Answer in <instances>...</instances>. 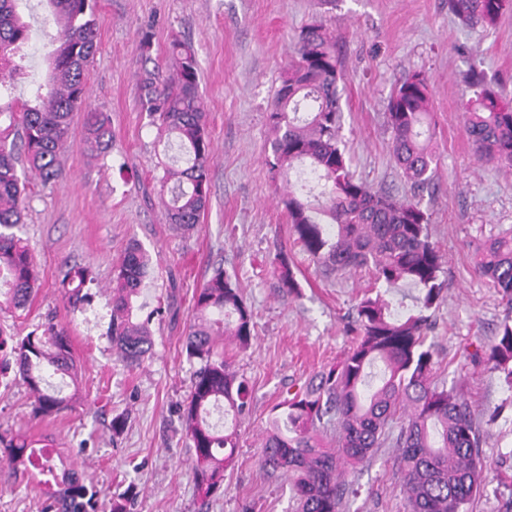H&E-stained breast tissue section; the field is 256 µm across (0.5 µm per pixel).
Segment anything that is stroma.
<instances>
[{
	"instance_id": "stroma-1",
	"label": "stroma",
	"mask_w": 512,
	"mask_h": 512,
	"mask_svg": "<svg viewBox=\"0 0 512 512\" xmlns=\"http://www.w3.org/2000/svg\"><path fill=\"white\" fill-rule=\"evenodd\" d=\"M31 25L26 49L29 80L16 88L30 97L44 78L52 25L38 0H23ZM99 49L87 74L84 111L75 112L70 146L60 155L63 176L42 185L30 178L22 236L34 255L39 290L26 309L6 320L8 333L35 325H67L79 372V390L54 418L32 419L24 385L0 384V433L45 440L66 463L106 493L135 484L133 512H199L192 455L180 440L178 408L191 367L182 351L192 293L220 267L236 278L254 315L247 349L224 352L246 379L248 410L235 421L239 448L224 472V491L209 512H292L287 475L261 468L268 420L275 405L318 384L347 352L355 305L374 293L363 269L326 275L293 244L279 203L285 182H271L266 112L300 30L323 19L336 36L342 63L341 136L356 177L374 189L412 197L390 154L387 102L406 76L428 79L432 146L438 169L421 197L429 209L431 240L444 258L443 301L428 334L433 380L455 388L481 425V451L492 482L472 512H512L496 492L512 485V386L475 358L496 338L504 305L474 272L473 249L512 229V167L477 162L464 132L465 77L482 71L512 101V4L490 30L460 27L448 0H96ZM152 46H140L142 28ZM191 42L199 65L214 160L210 200L197 231L180 237L157 196L164 144L142 109L139 80L145 67L164 64L172 35ZM107 113L112 149L106 156L81 148L85 110ZM139 241L152 257V275L139 298L146 309L165 304L150 328L154 355L139 368L118 363L106 335L114 269L126 247ZM289 247L300 296L283 294L269 258ZM88 264L97 281L86 312L71 315L57 291L65 265ZM502 406L487 423L485 411ZM128 424L113 438V415ZM86 450H79V442ZM348 491L341 512H405L406 494L396 449H377L370 463L344 469ZM46 497L33 484L14 481L0 460V512H44Z\"/></svg>"
}]
</instances>
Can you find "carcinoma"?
<instances>
[{
  "label": "carcinoma",
  "instance_id": "cac0c4a2",
  "mask_svg": "<svg viewBox=\"0 0 512 512\" xmlns=\"http://www.w3.org/2000/svg\"><path fill=\"white\" fill-rule=\"evenodd\" d=\"M20 0H0V312L21 309L38 287L33 255L22 229L27 179L16 162L24 154L29 171L44 185L62 174L71 118L84 102L87 67L97 50V21L92 0H43L55 25L46 54L48 71L32 99L12 95V86L27 75L25 45L29 24L17 7ZM506 0H448V10L467 28L497 26ZM173 68L144 71L142 106L159 135L173 139L178 156L163 167L158 195L168 223L191 235L207 208L210 194L211 139L199 92L198 63L192 46L172 37ZM341 63L336 36L322 20L305 26L294 56L280 76L266 123L271 134V178L289 179L307 165L319 191L304 186L283 194L294 241L314 264L329 273L366 267L375 283L391 290L417 291L413 305L398 315L378 294L356 306L358 338L346 356L321 376L316 386L277 404L268 421L262 467L283 472L291 481L295 512H340L345 487L340 467H355L386 445L393 424L398 464L407 494L408 512H470L488 485L479 454V429L454 389L432 380L433 354L425 346L431 315L443 300V260L430 240L431 214L416 198L400 200L373 189L350 170L342 144ZM478 87L469 100L466 133L479 160L512 166V103L473 73ZM392 157L412 189L430 184L437 168L431 147V107L425 75L413 73L391 92L387 103ZM82 149L104 154L112 144L108 114L85 113ZM278 288L300 293L294 262L286 249L270 261ZM475 268L505 301L504 317L490 347L491 369L512 384V230L493 235L476 249ZM151 259L132 242L113 278L108 336L116 360L136 368L154 354L152 317L139 315L137 304ZM89 265L67 266L58 288L64 305L75 313L88 301L94 283ZM255 333L251 309L231 276L217 268L192 295L185 325L183 353L190 365L187 398L178 409L186 447L194 459L193 478L202 504L220 489L224 470L235 459V430L212 420L214 414H242L249 405L245 379L224 359L218 338L230 336L245 350ZM14 371L33 398L36 419L56 416L71 396L53 386L67 377L78 386L67 329L48 321L22 337L0 336V378ZM336 427L333 447L319 435V425ZM14 479L41 478L47 487L48 512H130L131 494L108 497L82 473L62 466L58 453L36 448L27 438L0 435Z\"/></svg>",
  "mask_w": 512,
  "mask_h": 512
}]
</instances>
